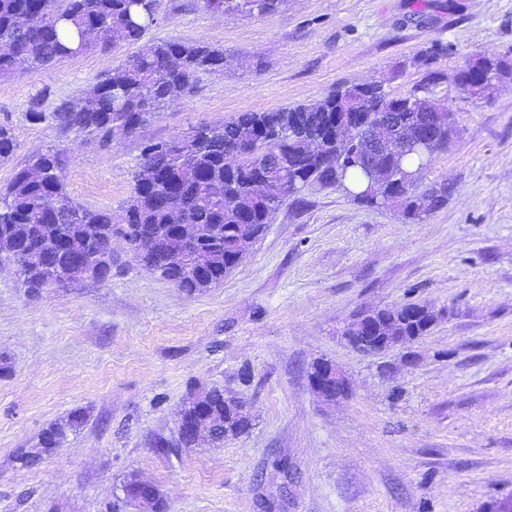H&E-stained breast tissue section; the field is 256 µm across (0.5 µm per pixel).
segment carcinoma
<instances>
[{
  "instance_id": "cac0c4a2",
  "label": "carcinoma",
  "mask_w": 512,
  "mask_h": 512,
  "mask_svg": "<svg viewBox=\"0 0 512 512\" xmlns=\"http://www.w3.org/2000/svg\"><path fill=\"white\" fill-rule=\"evenodd\" d=\"M286 0H203L214 13L267 14ZM158 21V0H0V73L19 65L46 70L57 61L91 49H107L118 38L141 44L131 59L111 69L86 96L63 99L52 112L42 100L30 105L29 120L46 117L65 131L93 134L103 144L128 136L157 111L187 97L203 73L224 71V52L206 42H142ZM448 54L436 41L422 51L421 79L405 95L393 97L380 84L342 86L310 104L273 111H246L219 125L201 124L168 140L146 144L123 223H112L109 209L76 204L64 182L59 151H36L14 171L0 195V260L33 291L65 287L89 278L112 276V244L97 264L85 257L89 225L118 234L133 258L147 270L187 293H200L224 281L238 266L236 246L256 240L284 201L314 183L344 189L369 208L395 207L411 223H422L448 202V184L422 185L424 173L448 150L447 106L441 100L453 76L434 67ZM320 150L314 157L311 152ZM17 150L13 130L0 124V163ZM197 228L188 244L180 225ZM161 233L162 243L179 254L183 269L151 267L147 239ZM399 336L419 338L436 315L417 316L407 305L385 309L376 319ZM209 409L207 438L215 445L244 434L250 420L239 416L240 401L211 389L184 402L179 416L197 420L195 405ZM65 429L52 424L39 435L38 453L60 447ZM186 433L160 438L157 448H195Z\"/></svg>"
}]
</instances>
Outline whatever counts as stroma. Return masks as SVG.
<instances>
[{
  "instance_id": "1",
  "label": "stroma",
  "mask_w": 512,
  "mask_h": 512,
  "mask_svg": "<svg viewBox=\"0 0 512 512\" xmlns=\"http://www.w3.org/2000/svg\"><path fill=\"white\" fill-rule=\"evenodd\" d=\"M146 37L206 41L227 65L105 146L48 114L136 45L0 76V123L18 143L1 190L32 152L56 150L74 202L121 214L144 143L364 81L405 95L435 41L451 48L437 62L450 73L511 53L512 0H287L263 16L159 0ZM38 96L47 117L33 122ZM447 105L457 134L424 181L451 193L424 223L316 183L201 293L144 269L117 240L104 282L36 293L0 263V512H132L120 499L131 475L157 486L166 512H495L512 499V84L489 99L452 88ZM408 303L436 312L425 336L383 353L341 339L358 313ZM321 357L348 373L347 397L312 391L308 366ZM213 387L248 404V432L220 447L155 448L175 437L182 402ZM76 411L86 420L60 448L19 463Z\"/></svg>"
}]
</instances>
